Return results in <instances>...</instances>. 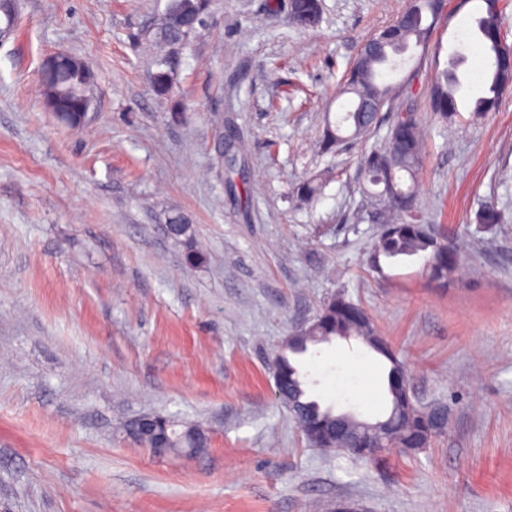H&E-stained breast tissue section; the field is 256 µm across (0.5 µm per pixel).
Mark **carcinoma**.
Masks as SVG:
<instances>
[{"label":"carcinoma","mask_w":512,"mask_h":512,"mask_svg":"<svg viewBox=\"0 0 512 512\" xmlns=\"http://www.w3.org/2000/svg\"><path fill=\"white\" fill-rule=\"evenodd\" d=\"M481 15L477 27L483 48L491 58L483 95L474 103V111L490 112L498 106L499 96L512 83V48L501 37L499 0H480ZM211 0H172L168 10L151 29L149 40L157 49L155 71L151 73L154 91L160 96L172 93L177 69L183 53L191 46L200 22L209 14ZM320 0H292L289 18L296 25L315 24L320 16ZM448 18V0H409L408 6L377 36L376 52L358 54L347 74L341 94L349 96L351 109L337 121L326 120L320 148L330 152L339 145L358 140L384 123L387 132L381 144L365 153L362 169L378 190L369 192L384 212L383 229L371 250V268L380 266V259L396 256H420L425 272L432 281L446 282L461 266V253L446 236L430 233L422 223L416 201L417 176L425 162L424 131L416 108L393 106L400 87L381 80V71H396L406 64L417 63L428 55L440 56L442 43L433 40L438 25ZM459 58L452 57L443 68L435 70L430 91V110L452 121L458 115L456 92ZM94 73L79 57L60 56L45 71L42 96L65 124L81 125V116L94 105L88 90ZM386 114H380L381 109ZM323 179L311 176L296 185V197L302 203L314 200L322 191ZM500 211L487 203L476 213L478 224H498ZM170 234L183 244V261L198 268L208 261L195 241L192 225L180 212L166 218ZM355 303L339 293L325 302L317 316L301 327L283 344L273 360V375L279 380L281 399H296L293 412L302 433L314 448L343 451L362 460H375L389 448L406 453L411 448H428L445 432L448 410L444 406L424 407L412 396L411 379L405 365L397 358L390 344L378 335L371 318L353 321L348 311ZM356 339L385 358L390 368L387 375L390 411L383 420L373 423L368 436L353 434L348 445L333 435L336 414L307 395L303 374L295 357L305 354L309 346L333 340ZM127 432L143 447H156L164 438L165 447L197 448L207 440L200 428L191 423L176 429L175 421L160 416L150 417L143 428L132 423Z\"/></svg>","instance_id":"1"}]
</instances>
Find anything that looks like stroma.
<instances>
[{"label":"stroma","mask_w":512,"mask_h":512,"mask_svg":"<svg viewBox=\"0 0 512 512\" xmlns=\"http://www.w3.org/2000/svg\"><path fill=\"white\" fill-rule=\"evenodd\" d=\"M169 3L20 0L0 41V512H512V87L474 116L490 67L477 8L438 29L464 58L459 119L428 108L432 59L402 96L425 128L423 221L462 254L444 286L417 258L368 265L381 224L360 157L385 127L318 151L347 69L408 0H321L309 28L271 0H213L171 98L144 38ZM58 51L95 74L80 128L38 95ZM222 139L247 146L231 175ZM323 172L297 205L296 183ZM488 202L504 222L484 229ZM174 210L207 265L185 267ZM337 293L372 317L418 402L447 406L431 447L323 452L277 399L274 354ZM297 362L322 406L386 413L389 364L360 342ZM144 415L199 425L207 448L155 456L124 431Z\"/></svg>","instance_id":"obj_1"}]
</instances>
